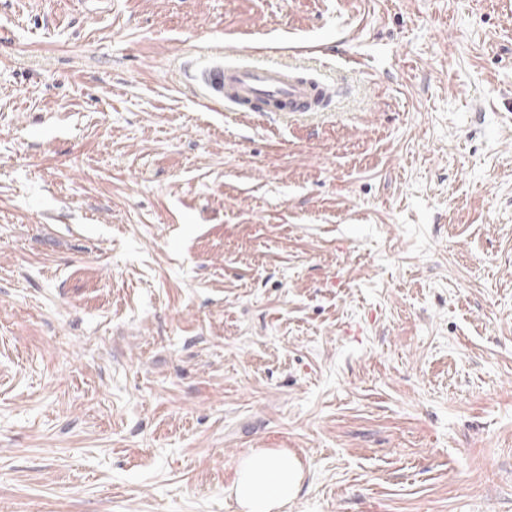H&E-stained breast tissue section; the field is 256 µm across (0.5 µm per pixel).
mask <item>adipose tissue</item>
Returning <instances> with one entry per match:
<instances>
[{"label": "adipose tissue", "instance_id": "1", "mask_svg": "<svg viewBox=\"0 0 512 512\" xmlns=\"http://www.w3.org/2000/svg\"><path fill=\"white\" fill-rule=\"evenodd\" d=\"M303 479V464L294 453L252 448L240 460L230 491L240 512H280L296 498Z\"/></svg>", "mask_w": 512, "mask_h": 512}]
</instances>
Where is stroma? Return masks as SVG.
Returning a JSON list of instances; mask_svg holds the SVG:
<instances>
[{"mask_svg": "<svg viewBox=\"0 0 512 512\" xmlns=\"http://www.w3.org/2000/svg\"><path fill=\"white\" fill-rule=\"evenodd\" d=\"M306 47L321 111L230 112ZM512 512V9L0 0V512ZM299 67L282 61H238L216 65L202 73L207 87L224 97L230 109L242 102L288 104V112H315L311 107L318 88L299 77ZM304 467L288 450L250 448L229 487L241 512H275L300 491Z\"/></svg>", "mask_w": 512, "mask_h": 512, "instance_id": "stroma-1", "label": "stroma"}]
</instances>
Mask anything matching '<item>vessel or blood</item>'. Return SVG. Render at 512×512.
<instances>
[{"label":"vessel or blood","mask_w":512,"mask_h":512,"mask_svg":"<svg viewBox=\"0 0 512 512\" xmlns=\"http://www.w3.org/2000/svg\"><path fill=\"white\" fill-rule=\"evenodd\" d=\"M300 73L299 67L281 61H239L213 66L203 72L202 78L230 107L243 102H280L289 111L303 112L311 107L319 91L301 79Z\"/></svg>","instance_id":"1"}]
</instances>
